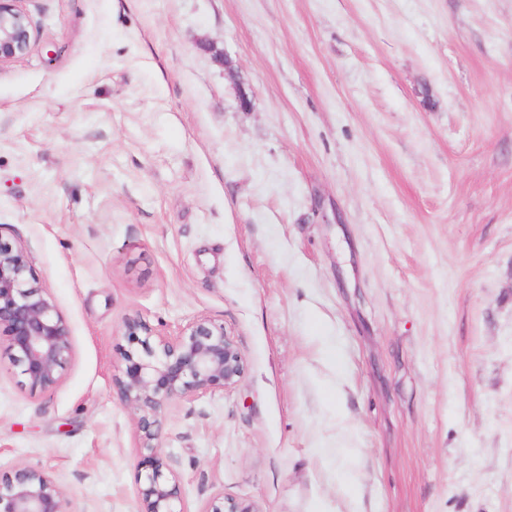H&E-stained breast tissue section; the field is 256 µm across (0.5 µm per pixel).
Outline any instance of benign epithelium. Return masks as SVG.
Returning <instances> with one entry per match:
<instances>
[{
	"label": "benign epithelium",
	"mask_w": 512,
	"mask_h": 512,
	"mask_svg": "<svg viewBox=\"0 0 512 512\" xmlns=\"http://www.w3.org/2000/svg\"><path fill=\"white\" fill-rule=\"evenodd\" d=\"M30 21L18 0H0V64L30 49ZM18 374L32 390L59 383L72 357L68 323L47 288L32 273L27 252L0 238V329ZM130 344L125 371L113 379L120 403L136 419L145 471L140 475L138 512H187L180 487L164 470L168 463L159 440L168 407L217 389L238 385L245 359L224 326L205 318L174 336L153 331L139 316L124 321ZM0 512H67L65 496L46 472L23 464L0 474ZM209 512H257L250 504L217 498Z\"/></svg>",
	"instance_id": "1"
}]
</instances>
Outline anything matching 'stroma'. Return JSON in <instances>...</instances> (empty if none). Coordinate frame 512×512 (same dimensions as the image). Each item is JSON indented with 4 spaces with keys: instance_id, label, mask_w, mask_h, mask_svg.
<instances>
[{
    "instance_id": "obj_1",
    "label": "stroma",
    "mask_w": 512,
    "mask_h": 512,
    "mask_svg": "<svg viewBox=\"0 0 512 512\" xmlns=\"http://www.w3.org/2000/svg\"><path fill=\"white\" fill-rule=\"evenodd\" d=\"M19 6L0 237L73 353L0 347V473L136 512L123 323L206 318L246 371L167 410L187 512H512V0Z\"/></svg>"
}]
</instances>
